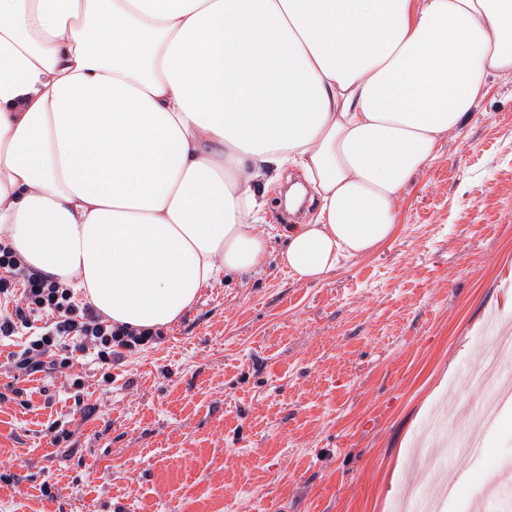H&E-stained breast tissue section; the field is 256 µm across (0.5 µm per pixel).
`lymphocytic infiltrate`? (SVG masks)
I'll return each mask as SVG.
<instances>
[{
    "label": "lymphocytic infiltrate",
    "instance_id": "f902f5d3",
    "mask_svg": "<svg viewBox=\"0 0 512 512\" xmlns=\"http://www.w3.org/2000/svg\"><path fill=\"white\" fill-rule=\"evenodd\" d=\"M22 327L30 334L12 359L17 370L29 375L72 367L75 354L89 351L108 366L156 336L149 329L110 323L89 302L28 269L10 246L0 243V337L13 336Z\"/></svg>",
    "mask_w": 512,
    "mask_h": 512
}]
</instances>
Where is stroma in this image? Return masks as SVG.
<instances>
[{
	"mask_svg": "<svg viewBox=\"0 0 512 512\" xmlns=\"http://www.w3.org/2000/svg\"><path fill=\"white\" fill-rule=\"evenodd\" d=\"M282 193L264 264L202 289L111 379L18 375L0 342V512H394L436 481L456 489L438 512H512V488L489 493L512 472V410L474 425L464 472L415 455L501 374L479 345L489 311L512 324V73L411 180L393 238L321 282L280 261Z\"/></svg>",
	"mask_w": 512,
	"mask_h": 512,
	"instance_id": "1",
	"label": "stroma"
}]
</instances>
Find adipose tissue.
<instances>
[{"instance_id":"adipose-tissue-1","label":"adipose tissue","mask_w":512,"mask_h":512,"mask_svg":"<svg viewBox=\"0 0 512 512\" xmlns=\"http://www.w3.org/2000/svg\"><path fill=\"white\" fill-rule=\"evenodd\" d=\"M509 71L512 0H0V227L155 330L263 262V198L293 167L319 210L281 258L318 283L393 237Z\"/></svg>"}]
</instances>
